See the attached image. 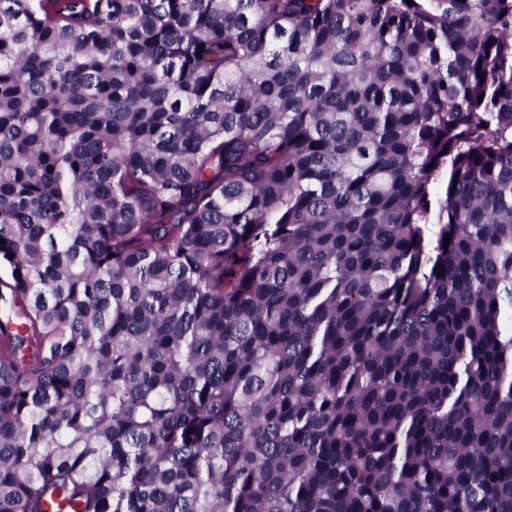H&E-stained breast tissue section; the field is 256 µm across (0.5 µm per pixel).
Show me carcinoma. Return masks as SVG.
Here are the masks:
<instances>
[{"label":"carcinoma","mask_w":512,"mask_h":512,"mask_svg":"<svg viewBox=\"0 0 512 512\" xmlns=\"http://www.w3.org/2000/svg\"><path fill=\"white\" fill-rule=\"evenodd\" d=\"M0 239V512H512V0H0Z\"/></svg>","instance_id":"cac0c4a2"}]
</instances>
